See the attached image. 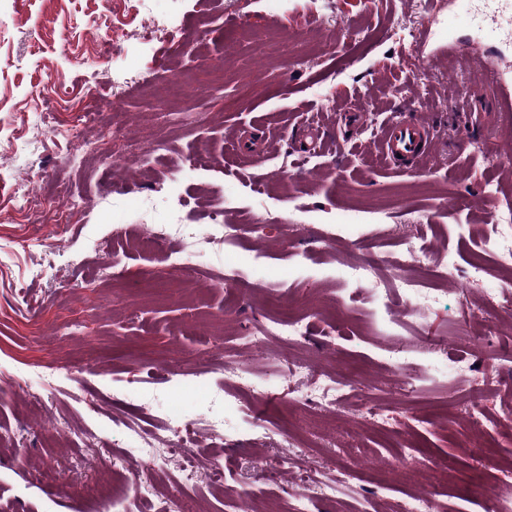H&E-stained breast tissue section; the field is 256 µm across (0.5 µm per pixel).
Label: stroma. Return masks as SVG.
Instances as JSON below:
<instances>
[{
    "label": "stroma",
    "mask_w": 512,
    "mask_h": 512,
    "mask_svg": "<svg viewBox=\"0 0 512 512\" xmlns=\"http://www.w3.org/2000/svg\"><path fill=\"white\" fill-rule=\"evenodd\" d=\"M411 26L488 59L512 54L473 10L433 16L426 0H0V512H115L111 495L89 492L108 462L148 476L152 498L131 512L174 499L181 512H237L241 490L289 512L304 466L337 488L318 512H396L421 493L436 512L512 499V482L496 479L512 458V316L502 310L512 287L483 249L485 224L512 212V112L490 82L418 52ZM181 73L192 83L178 104L143 94ZM411 96L435 148L396 170L364 143ZM100 132L115 133L112 155L81 160L84 138ZM201 149L211 165L179 179ZM22 178L39 215L18 207ZM63 188L82 199L79 213L63 208ZM201 192L225 223L243 225L236 245L182 268L132 248L113 266V229L202 223L196 209L171 210ZM356 209L352 230L341 217ZM272 220L293 235L266 230ZM415 232L425 265L446 256L456 269L424 278L428 307L388 325L376 292L390 288L400 242ZM362 240L379 264L360 291L343 273ZM478 252L485 272L460 288ZM492 288L502 305L484 310L498 336L487 344L458 320ZM287 314L307 317L306 338L264 357L242 348L257 323ZM451 348L467 369L427 370ZM223 357L249 359V381L225 378ZM40 367L51 382L35 378ZM326 370L352 386L331 410L308 398ZM144 389L181 400L193 419L211 391L224 394L238 430L200 453L227 461V494L127 454L122 420L180 435L156 403L136 399ZM261 426L303 456L274 468L284 450L256 440ZM49 470L62 486L39 484Z\"/></svg>",
    "instance_id": "1"
}]
</instances>
